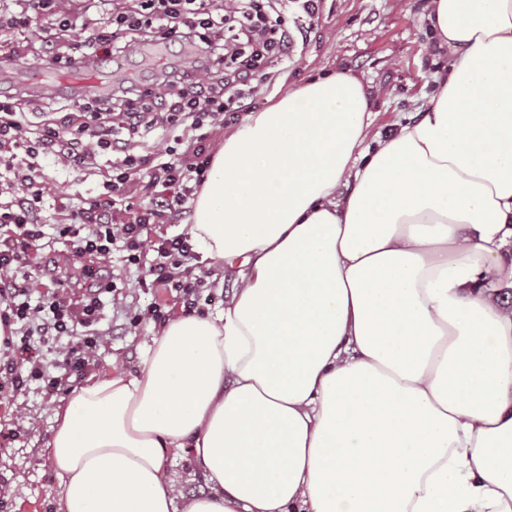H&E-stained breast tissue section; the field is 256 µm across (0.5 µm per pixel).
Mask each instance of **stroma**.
Segmentation results:
<instances>
[{
    "label": "stroma",
    "instance_id": "obj_1",
    "mask_svg": "<svg viewBox=\"0 0 512 512\" xmlns=\"http://www.w3.org/2000/svg\"><path fill=\"white\" fill-rule=\"evenodd\" d=\"M427 5L428 0H321L319 18L306 44L288 63L272 66L251 111L294 85L346 70L369 92L373 131L384 135L396 125L420 119L444 64L443 57L428 50L432 34L423 20ZM52 28V18L45 15L28 26L0 28V51L12 52L16 70L44 71L47 62L40 39ZM107 175L102 165L77 168L63 159L42 160L36 182L44 190L46 226L38 247L29 250L25 259L40 273L32 300L49 292L69 296L67 282L79 271L74 267L49 271V259L66 252V242L53 226L65 221L67 207H81L100 196ZM155 257V252H145L139 264L132 265L124 252L116 250L106 261L112 292L104 297L101 319L93 327L102 341L82 372L67 374L61 363V353L74 336H53L45 343L35 339L31 350L16 347L7 360H0V512H57L58 480L47 453L57 408L91 375L114 369L137 372L146 338L161 322L188 312L219 313L236 287L234 272L223 263L205 269L199 260H192V268L201 270L202 278L194 305H187L175 288L143 282V272ZM32 356L50 375L62 377L60 388L53 390L38 381L20 388L13 385V374L26 373Z\"/></svg>",
    "mask_w": 512,
    "mask_h": 512
}]
</instances>
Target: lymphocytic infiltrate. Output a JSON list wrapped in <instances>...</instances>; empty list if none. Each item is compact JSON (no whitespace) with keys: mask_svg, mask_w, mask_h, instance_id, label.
I'll list each match as a JSON object with an SVG mask.
<instances>
[{"mask_svg":"<svg viewBox=\"0 0 512 512\" xmlns=\"http://www.w3.org/2000/svg\"><path fill=\"white\" fill-rule=\"evenodd\" d=\"M14 2L20 20L39 13L53 18L55 33L43 40L42 49L59 71L83 60L124 55L146 42L195 44L212 62L202 71H179L156 84L79 102L75 111L40 123L32 120L37 104L0 98V167L13 172L15 186L10 200L0 202V322L20 324L29 336H63L75 326L99 322L101 294L112 286L89 287L65 300L53 293L34 305L29 287L20 285L21 259L44 235V191L35 184L39 159L88 165L106 157L111 162L104 198L73 210L70 223L57 227L70 247L62 264L86 256L108 260L117 245L126 251L127 262L139 264L147 226L182 219L189 196L207 177L197 131L235 117L268 80L269 66L287 62L297 44L286 17L289 5L313 19L320 0H85L101 12L104 23L78 47L69 39L77 15L64 0ZM156 130L160 148L134 153V139ZM77 141L84 142L83 152H74ZM143 177L154 190L146 204L136 202L132 190ZM157 256L148 270L154 281L192 293L195 282L174 278L191 259L186 237L164 240Z\"/></svg>","mask_w":512,"mask_h":512,"instance_id":"1","label":"lymphocytic infiltrate"}]
</instances>
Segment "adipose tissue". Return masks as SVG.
I'll return each instance as SVG.
<instances>
[{"label":"adipose tissue","instance_id":"1","mask_svg":"<svg viewBox=\"0 0 512 512\" xmlns=\"http://www.w3.org/2000/svg\"><path fill=\"white\" fill-rule=\"evenodd\" d=\"M424 21L418 121L373 133L338 71L225 135L191 232L238 288L59 408L58 512H512V0ZM192 473L193 470L190 464L181 457H177L174 460L173 465H166L162 471L161 477L165 481L175 478L179 482L183 494L186 497H190L199 495L200 493L208 490L202 477L199 475H192Z\"/></svg>","mask_w":512,"mask_h":512}]
</instances>
